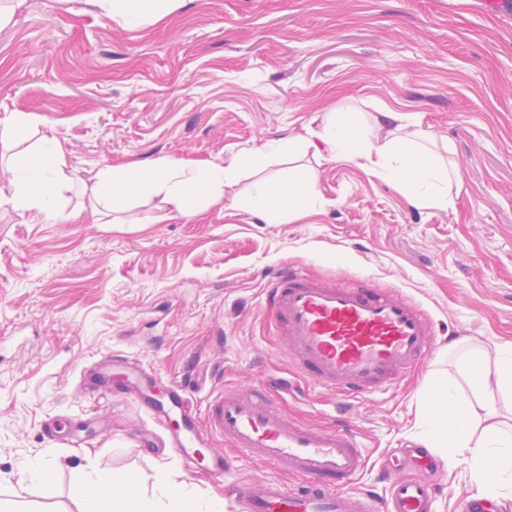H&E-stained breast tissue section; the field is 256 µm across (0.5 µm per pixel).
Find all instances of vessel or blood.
<instances>
[{
	"label": "vessel or blood",
	"mask_w": 512,
	"mask_h": 512,
	"mask_svg": "<svg viewBox=\"0 0 512 512\" xmlns=\"http://www.w3.org/2000/svg\"><path fill=\"white\" fill-rule=\"evenodd\" d=\"M269 319L288 342L292 369L316 387L337 394L341 421L318 427L286 416L281 393L224 389L197 406L188 385L171 382L162 394L133 386L149 415L161 425L180 420L170 446L189 463L204 461L218 477L236 461L288 469L292 484L275 479L227 485L243 512H432L435 461L416 450L419 477L389 469L385 501L346 490L367 467L362 437L343 421L353 399L381 392L428 358L435 334L430 315L406 294L368 280L315 279L296 265L282 266L264 289Z\"/></svg>",
	"instance_id": "b4317fda"
}]
</instances>
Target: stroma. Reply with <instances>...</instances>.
I'll return each instance as SVG.
<instances>
[{
	"instance_id": "1",
	"label": "stroma",
	"mask_w": 512,
	"mask_h": 512,
	"mask_svg": "<svg viewBox=\"0 0 512 512\" xmlns=\"http://www.w3.org/2000/svg\"><path fill=\"white\" fill-rule=\"evenodd\" d=\"M401 112L456 167L444 207L415 206L388 179L342 158L317 162L307 216L265 223L250 205L169 220L138 202L136 224H96L89 178L139 161L229 164L242 149L321 131L338 108ZM37 115L20 149L57 137L74 183L41 224L0 207V494L23 463L59 467L44 512H77L72 469L172 477L199 498L271 469L239 462L217 482L152 434L120 388L129 362L202 392L288 379L262 290L282 265L317 278L363 277L402 291L431 315L427 363L360 399L352 425L372 459L355 489L383 497L381 465L427 445L421 404L435 373L455 374L461 338L512 347V11L484 0H183L135 28L90 0H23L0 26V117ZM284 412L330 423L333 396L304 381ZM434 512L482 495L512 512V494L481 492L464 460L434 449Z\"/></svg>"
}]
</instances>
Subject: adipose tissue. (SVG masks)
Listing matches in <instances>:
<instances>
[{
    "label": "adipose tissue",
    "instance_id": "adipose-tissue-1",
    "mask_svg": "<svg viewBox=\"0 0 512 512\" xmlns=\"http://www.w3.org/2000/svg\"><path fill=\"white\" fill-rule=\"evenodd\" d=\"M106 16L132 28L156 20L175 10L180 0H93ZM40 119L22 112L0 119V206L28 213L31 221L48 220L59 210L61 192L69 184V165L62 144L43 137L36 155L14 153L30 128ZM321 149L303 136L242 150L229 166L199 164L167 159L144 161L120 169H105L95 175V202L90 206L94 223L135 224L139 218L132 202L156 197L167 209L170 220H191L205 207L222 202L236 208L243 200L234 191L245 167H256L270 155H278L282 166L257 189L255 203L266 211V220L285 224L307 214L315 200L313 170L294 167L297 150L313 149L316 159L348 157L362 160L370 172L397 181L415 204L447 205L444 185L448 169L442 158L420 141L408 115L381 112L359 126L349 120L329 121L320 133ZM460 356L457 371L469 385L472 398L457 397L454 380L443 379L441 399L428 402L430 439L450 455L467 456L477 485L496 492L512 488V431L499 419L496 395L512 393V351L496 355L456 343ZM482 437H475V430ZM58 468L39 458L20 468L18 495L0 499V512H24L25 497L39 496L54 486ZM71 497L78 512H223L221 499H198L186 483L169 480L145 494L140 478L133 473H114L91 465L74 472Z\"/></svg>",
    "mask_w": 512,
    "mask_h": 512
}]
</instances>
